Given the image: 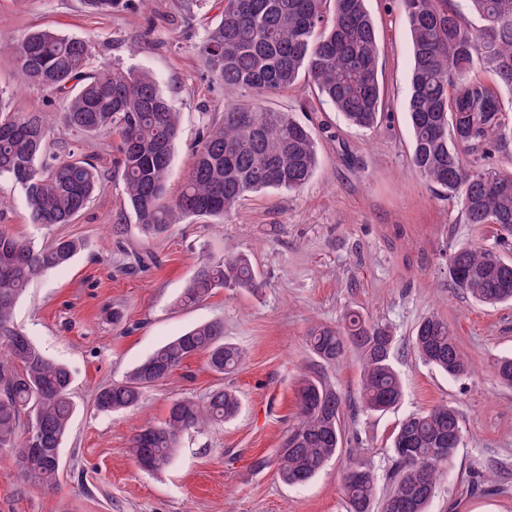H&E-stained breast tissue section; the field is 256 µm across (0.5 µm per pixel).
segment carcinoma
Listing matches in <instances>:
<instances>
[{
    "mask_svg": "<svg viewBox=\"0 0 512 512\" xmlns=\"http://www.w3.org/2000/svg\"><path fill=\"white\" fill-rule=\"evenodd\" d=\"M131 0H82L86 12L107 15ZM412 37V73L406 114L412 129L411 164L428 184L461 198L467 224H495L508 247L512 236V169L484 164L492 153L512 159V0H468L480 25L462 21L448 0H399ZM219 20L205 29L199 53L211 77L224 86V113L207 125L180 193L166 199L179 113L155 78L138 70L93 66L88 41L51 30L27 34L11 45L22 78L60 98L63 120L81 138L103 130L120 137L122 191L129 214L151 238L185 218L234 213L253 193L297 190L317 166L309 127L292 113L269 109L260 99L307 78L334 110L355 127L370 129L382 117L385 92L379 78V35L366 0H219ZM494 72L492 87L471 73ZM250 96L246 105L240 98ZM49 114L11 111L0 93V178L24 193L29 219L51 227L68 224L99 189L92 161L72 152L48 153ZM82 244L60 237L37 246L0 227V449L27 484L58 485L63 445L75 412L68 367L49 358L13 320L28 284L65 266ZM454 287L494 306L512 301V261L499 250L460 247L450 257ZM261 282L243 254L208 256L176 299L178 306L205 301L218 288L253 291ZM306 346L313 370L300 382L298 414L275 458H253L251 467L276 465L279 479L302 486L342 448L344 399L323 369L354 353L360 364V403L383 412L402 398L390 326L355 309L340 327L316 323ZM414 353L451 378L472 372L448 321L430 314L416 326ZM197 354L224 374L244 364L245 352L224 341V323L199 324L158 347L123 380L102 388L101 413L134 408L146 389L168 378ZM500 383L512 387V357L495 366ZM241 407L228 388L203 404L183 399L161 424L146 422L131 439L138 465L156 472L171 461L181 437L234 418ZM464 435L457 409L439 404L413 413L392 440L391 488L382 512H427L444 469ZM374 468L350 463L343 493L348 512H372Z\"/></svg>",
    "mask_w": 512,
    "mask_h": 512,
    "instance_id": "carcinoma-1",
    "label": "carcinoma"
}]
</instances>
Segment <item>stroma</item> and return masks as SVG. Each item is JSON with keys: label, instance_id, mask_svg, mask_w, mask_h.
<instances>
[{"label": "stroma", "instance_id": "stroma-1", "mask_svg": "<svg viewBox=\"0 0 512 512\" xmlns=\"http://www.w3.org/2000/svg\"><path fill=\"white\" fill-rule=\"evenodd\" d=\"M366 5L382 44L388 116L358 129L305 84L278 93L274 107L313 131L318 164L309 182L252 194L231 217L188 219L150 239L128 219L117 136L107 130L77 139L59 100L23 82L9 46L52 30L89 39L95 63L149 71L181 114L167 184L172 198L203 128L224 108V88L198 54L207 22L219 14L214 0H133L109 16L86 13L80 0H0V91L12 111L50 113L55 153L91 156L101 184L72 223L42 228L31 224L21 189L0 180V225L38 245L59 236L83 244L70 264L31 284L15 310L16 322L73 375L76 412L59 487L26 485L12 466H0V512H346L342 487L351 461L370 463L377 492L385 494L396 428L441 403L460 412L464 437L429 512H512V388L494 375L497 359L512 355V304L479 305L448 273L454 250L493 246L496 227L465 223L460 200L437 196L415 173L404 114L408 23L398 0ZM226 251L248 256L261 288L218 289L197 305L176 307L201 258ZM351 307L392 328L401 402L383 413L362 410L357 358L347 354L326 369L346 402L340 453L303 487L284 484L272 466L254 471L252 458L273 455L294 420L295 392L310 365L309 328L340 325ZM432 313L451 324L473 365L470 375H443L410 349L413 329ZM214 320L223 322L225 341L246 353L240 368L219 375L195 355L148 389L137 408L96 410L100 388L188 328ZM222 386L240 396L238 415L185 437L166 469H140L130 451L136 427L162 421L173 401L202 403ZM477 470L493 476L482 493L469 488Z\"/></svg>", "mask_w": 512, "mask_h": 512}]
</instances>
